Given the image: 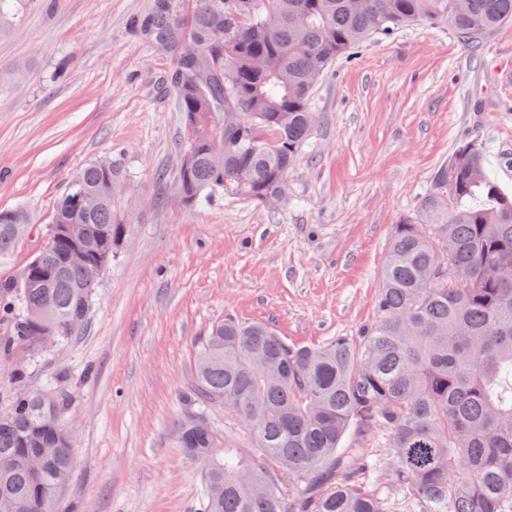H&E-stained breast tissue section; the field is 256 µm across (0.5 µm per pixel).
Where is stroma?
<instances>
[{
  "instance_id": "35a3bbf8",
  "label": "stroma",
  "mask_w": 512,
  "mask_h": 512,
  "mask_svg": "<svg viewBox=\"0 0 512 512\" xmlns=\"http://www.w3.org/2000/svg\"><path fill=\"white\" fill-rule=\"evenodd\" d=\"M151 5L26 0L0 24V208L50 223L67 179L112 151L130 175V239L80 332L34 350L0 324V409L23 390L72 395L76 466L56 512H200L203 470L175 427L210 326L230 315L291 343L358 338L395 224L459 143L512 193V29L468 48L421 22L366 41L317 84L316 125L277 206L181 203L171 61L132 31ZM58 68L66 81H51Z\"/></svg>"
}]
</instances>
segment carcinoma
Listing matches in <instances>:
<instances>
[{"mask_svg":"<svg viewBox=\"0 0 512 512\" xmlns=\"http://www.w3.org/2000/svg\"><path fill=\"white\" fill-rule=\"evenodd\" d=\"M422 21L446 22L473 46L512 25V0H153L133 24L173 64L187 143L180 200L284 197L315 126L312 93L336 58ZM125 179L119 157L85 164L41 229L22 206L0 209V265L31 233L46 240L28 281L0 274V322L13 339L38 349L78 334L95 285L70 256L78 249L104 269L124 246L129 224L112 186ZM504 266L512 268V197L465 143L395 225L377 319L359 341L290 344L263 323L213 324L198 341L175 430L203 466V512H391L388 488L360 478L363 443L378 434L387 436L391 483L421 512H512ZM69 404L53 387L0 412V512H54L75 466L61 424ZM220 407L245 423L254 449L196 425Z\"/></svg>","mask_w":512,"mask_h":512,"instance_id":"cac0c4a2","label":"carcinoma"}]
</instances>
